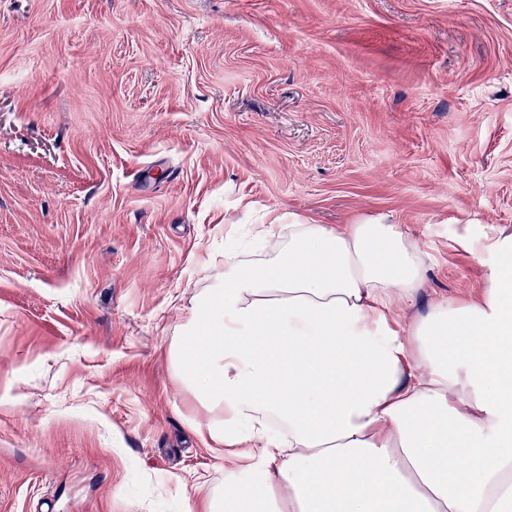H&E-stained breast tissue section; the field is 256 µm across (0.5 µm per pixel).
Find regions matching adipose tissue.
Returning <instances> with one entry per match:
<instances>
[{
	"instance_id": "1",
	"label": "adipose tissue",
	"mask_w": 512,
	"mask_h": 512,
	"mask_svg": "<svg viewBox=\"0 0 512 512\" xmlns=\"http://www.w3.org/2000/svg\"><path fill=\"white\" fill-rule=\"evenodd\" d=\"M262 259L210 255L169 358L207 447L248 477L204 512H512V238L478 298L431 299L399 224H264Z\"/></svg>"
}]
</instances>
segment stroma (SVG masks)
I'll return each mask as SVG.
<instances>
[{
  "instance_id": "stroma-1",
  "label": "stroma",
  "mask_w": 512,
  "mask_h": 512,
  "mask_svg": "<svg viewBox=\"0 0 512 512\" xmlns=\"http://www.w3.org/2000/svg\"><path fill=\"white\" fill-rule=\"evenodd\" d=\"M150 169L152 180L137 172ZM512 235V0H0V512H184L179 309L236 224Z\"/></svg>"
}]
</instances>
